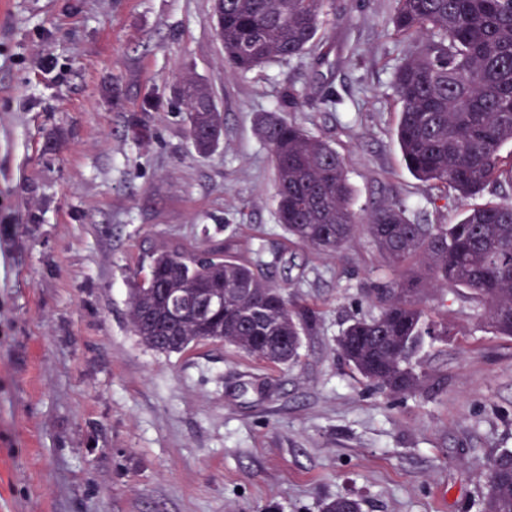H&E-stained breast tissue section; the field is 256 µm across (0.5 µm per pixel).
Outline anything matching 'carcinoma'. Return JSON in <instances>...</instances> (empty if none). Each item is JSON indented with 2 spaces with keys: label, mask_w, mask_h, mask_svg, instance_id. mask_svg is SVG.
I'll return each mask as SVG.
<instances>
[{
  "label": "carcinoma",
  "mask_w": 512,
  "mask_h": 512,
  "mask_svg": "<svg viewBox=\"0 0 512 512\" xmlns=\"http://www.w3.org/2000/svg\"><path fill=\"white\" fill-rule=\"evenodd\" d=\"M224 63L237 73L303 55L327 22V0H214ZM387 34L406 42L392 74L401 106L396 138L416 178L459 199L490 185H512V0H396ZM179 97L189 138L206 155L224 128L211 90L191 78ZM260 131L271 153L280 224L296 243L332 255L366 229L394 277L373 286L377 312L354 320L336 351L368 385L410 396L425 375L416 358L425 338L448 325L425 307L429 295L465 288L482 303L489 327L512 337V200L468 209L455 224H414L401 203L360 214L343 157L280 112ZM131 326L146 347L179 353L211 340L272 365L300 357L313 321L288 290L263 280L226 240L202 251L165 247L150 255L144 279L129 290ZM482 512H512V450L487 462ZM323 512H362L339 496Z\"/></svg>",
  "instance_id": "1"
}]
</instances>
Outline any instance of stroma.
<instances>
[{
	"label": "stroma",
	"mask_w": 512,
	"mask_h": 512,
	"mask_svg": "<svg viewBox=\"0 0 512 512\" xmlns=\"http://www.w3.org/2000/svg\"><path fill=\"white\" fill-rule=\"evenodd\" d=\"M394 0H330L317 51L224 69L213 0H0V512H482L485 464L512 449V338L467 290L426 301L447 338L420 392L387 398L336 352L393 272L359 232L328 256L278 221L256 125L288 117L344 157L355 210L395 199L452 224L512 187L439 198L406 169L390 83ZM207 83L218 147L194 150L176 90ZM233 238L317 312L300 358L270 367L221 342L144 346L128 290L148 255Z\"/></svg>",
	"instance_id": "35a3bbf8"
}]
</instances>
